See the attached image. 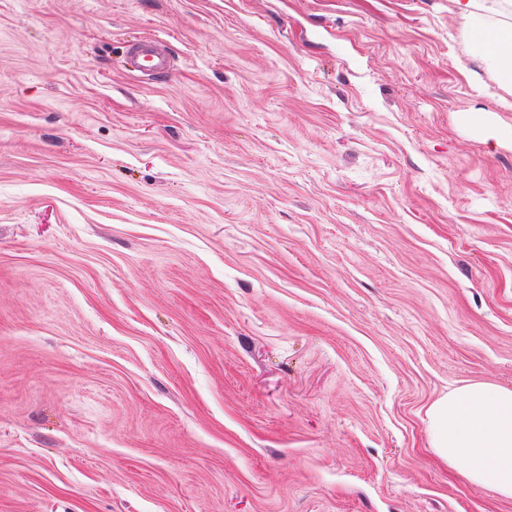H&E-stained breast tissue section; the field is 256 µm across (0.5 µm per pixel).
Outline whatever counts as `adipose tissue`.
Returning <instances> with one entry per match:
<instances>
[{
  "label": "adipose tissue",
  "mask_w": 512,
  "mask_h": 512,
  "mask_svg": "<svg viewBox=\"0 0 512 512\" xmlns=\"http://www.w3.org/2000/svg\"><path fill=\"white\" fill-rule=\"evenodd\" d=\"M451 3L470 24L476 57L496 63L501 89L512 94V0ZM429 435L470 484L512 499V388L474 383L449 392L429 410Z\"/></svg>",
  "instance_id": "obj_1"
}]
</instances>
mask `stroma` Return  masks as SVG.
Wrapping results in <instances>:
<instances>
[{
	"instance_id": "obj_1",
	"label": "stroma",
	"mask_w": 512,
	"mask_h": 512,
	"mask_svg": "<svg viewBox=\"0 0 512 512\" xmlns=\"http://www.w3.org/2000/svg\"><path fill=\"white\" fill-rule=\"evenodd\" d=\"M496 78L449 0H0V512H512L428 421L512 387ZM127 66L131 71L155 75L168 70L171 59L161 43L146 41L131 49Z\"/></svg>"
}]
</instances>
